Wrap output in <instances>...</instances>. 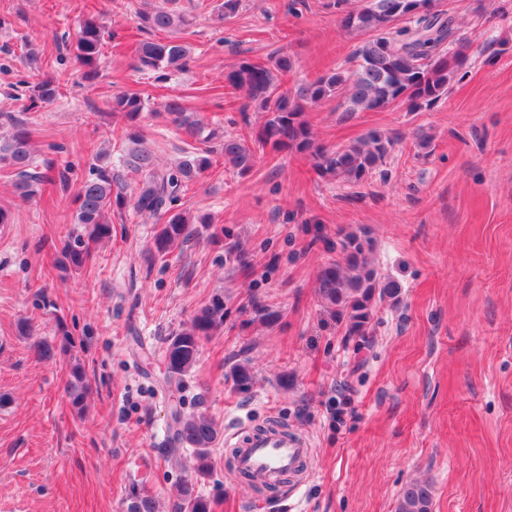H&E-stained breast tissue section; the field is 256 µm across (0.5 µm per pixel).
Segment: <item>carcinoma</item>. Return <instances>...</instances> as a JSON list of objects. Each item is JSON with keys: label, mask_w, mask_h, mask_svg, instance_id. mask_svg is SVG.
<instances>
[{"label": "carcinoma", "mask_w": 512, "mask_h": 512, "mask_svg": "<svg viewBox=\"0 0 512 512\" xmlns=\"http://www.w3.org/2000/svg\"><path fill=\"white\" fill-rule=\"evenodd\" d=\"M142 21L155 32L170 33L187 19L175 9L162 7L145 14ZM342 23L368 34L353 53L354 69H334L313 78L295 79L283 90L282 81L293 75L291 57L277 56L266 62L245 59L224 72V86L233 96L243 93L266 112L253 135L258 148L308 156L319 177L358 184L383 162L398 138L370 131L348 145L331 148L317 142L306 112L328 99L336 100L338 107L350 114L385 109L399 101L411 111L431 105L448 92L455 69L466 64L474 41L456 36V18L437 9L436 0H356ZM105 33V26L93 15L83 20L77 32L75 57L82 68V80L90 85L99 77ZM189 59L190 48L171 37L146 41L138 48L137 69L173 67L182 71ZM58 94L59 82L42 80L34 86L30 107L50 104ZM146 110L147 100L137 92H122L112 99V117L127 123L139 120ZM163 110L170 123L198 145L184 159L164 168L156 163L139 135L129 134L130 146L119 166L138 176V187L132 191L122 175L112 169L108 150L95 151L90 177L79 184L74 196L75 223L80 230L68 236L58 254L57 264L63 272H76L88 263L89 242L111 238L109 214L114 209L130 208L153 219L159 225L154 253L166 256L190 239L191 225L209 223L208 217L194 216L178 208L177 202L193 181L217 162L215 154H221L224 164L241 175L254 168L256 151L237 136H225L218 151L208 146L215 132L206 131L202 119L182 97L167 98ZM0 118L10 127L0 134V167L8 170L14 193L30 200L39 186L51 180L47 175L51 166L37 162L31 136L20 121L9 115ZM336 248L345 262H332L321 270L318 296L345 321L348 333L363 336L376 305L386 299L397 302L399 288L379 276L371 260L373 242L369 237L346 234L336 242ZM223 324L224 299L217 296L196 312L187 327L167 338L166 385L180 387L198 360L202 340ZM74 348V340L60 320L55 341L35 343L37 355L44 360L68 358L66 393L80 416L92 387L84 366L73 357ZM171 420L172 440L192 449L196 474H206L211 451L221 437L219 422L205 410L186 413L179 403L171 408ZM431 507L429 482L413 481L403 487L397 512H431ZM126 512H157L156 501L134 485L126 497ZM179 512H212V507L209 500L195 493L193 483L187 482Z\"/></svg>", "instance_id": "cac0c4a2"}]
</instances>
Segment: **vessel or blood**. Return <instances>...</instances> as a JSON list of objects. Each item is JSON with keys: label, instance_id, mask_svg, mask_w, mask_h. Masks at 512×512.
Instances as JSON below:
<instances>
[{"label": "vessel or blood", "instance_id": "vessel-or-blood-1", "mask_svg": "<svg viewBox=\"0 0 512 512\" xmlns=\"http://www.w3.org/2000/svg\"><path fill=\"white\" fill-rule=\"evenodd\" d=\"M231 438L237 450V469L251 474L255 482L264 486L279 485L283 475L308 455L306 441L290 435L284 426L240 429Z\"/></svg>", "mask_w": 512, "mask_h": 512}]
</instances>
